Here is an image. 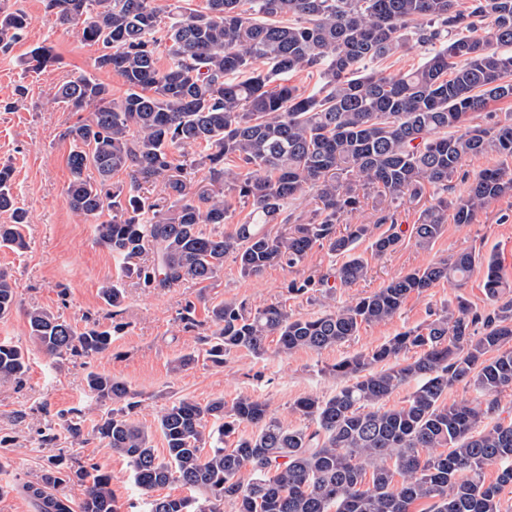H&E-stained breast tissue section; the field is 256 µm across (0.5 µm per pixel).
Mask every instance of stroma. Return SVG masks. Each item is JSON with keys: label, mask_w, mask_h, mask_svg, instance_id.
I'll list each match as a JSON object with an SVG mask.
<instances>
[{"label": "stroma", "mask_w": 512, "mask_h": 512, "mask_svg": "<svg viewBox=\"0 0 512 512\" xmlns=\"http://www.w3.org/2000/svg\"><path fill=\"white\" fill-rule=\"evenodd\" d=\"M0 8L23 9L32 19L26 38L0 52V166H12L13 193L29 216L24 227L27 249L0 248V272L10 276L20 303L19 309L0 319V341L27 349L30 363L23 386L0 382V512H35L16 487L39 475L57 455L97 465L111 474L112 488L124 510L138 499L126 460L94 433L103 409L87 394L89 371L126 381L141 400L135 419L150 429L161 409L173 401L187 398L204 404L221 397L230 403L242 394L268 401L284 425L297 427L304 420L292 411L294 400L325 396L336 389V381L320 375L323 365L423 324L433 311L456 304L458 299H465L473 311L482 314L493 308L484 290L485 269L478 265L463 288L443 282L424 293L410 294L391 320L362 325L357 336L345 344L321 352L300 349L288 356L272 350L261 359L240 351L217 367L205 357V338L211 333L209 304L235 299L255 307L282 305L294 315L308 317L336 309L414 268L461 251L495 256L501 274L512 282L511 193L473 223H447L443 234L426 248L416 245L412 226L422 206L432 203V196L423 197L418 204H402L395 213L402 233L397 250L377 256L369 241H359L355 251L368 262L366 279L337 289L330 298L319 293L295 296L287 291L291 281L341 265V257L324 249L313 250L294 268L273 264L252 277L242 276L233 260H225L223 272L204 291L191 282L157 290L141 287L135 277L123 272L111 252L97 243L93 220L72 212L66 204L70 144L63 133L87 115L54 100L62 83L82 76L108 84L113 99L118 100L126 91L122 79L96 69L97 46L85 43L77 29L61 26L54 14L46 12L43 0H0ZM38 44L52 46L57 61L34 72L24 61ZM113 282L125 292L119 316L125 328L106 354L89 360L57 359L32 344L25 316L29 305H40L81 331L91 318L109 323L101 291ZM189 301L196 305L200 326L185 332L176 317ZM188 352L196 354V362L172 372V360ZM75 408L83 413L84 441L80 444L62 426Z\"/></svg>", "instance_id": "stroma-1"}]
</instances>
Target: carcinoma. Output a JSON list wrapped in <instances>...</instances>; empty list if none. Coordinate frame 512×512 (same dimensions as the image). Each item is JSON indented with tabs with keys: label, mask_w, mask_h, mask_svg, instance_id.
<instances>
[{
	"label": "carcinoma",
	"mask_w": 512,
	"mask_h": 512,
	"mask_svg": "<svg viewBox=\"0 0 512 512\" xmlns=\"http://www.w3.org/2000/svg\"><path fill=\"white\" fill-rule=\"evenodd\" d=\"M204 2L199 9L174 6L166 23L155 0H45L60 25L78 27L83 41L100 46L96 68L127 86L115 102L106 84L80 77L63 83L54 102L91 110L63 134L70 142L66 202L87 218L112 212L110 221L95 225L96 241L142 287L191 281L203 300L205 283L229 257L243 275L255 276L271 264L294 268L316 248L346 257L334 278L349 287L368 274L367 262L354 254L357 242L372 239L377 256L398 248L394 209L402 202H419L429 189L436 195L412 230L426 248L448 217L470 224L512 192V122L471 124L489 102L512 99V0ZM30 25L24 11L0 9V50L21 41ZM161 44L165 66L155 56ZM404 47L425 50L419 67L395 74L373 68ZM55 62L49 46L29 52L34 69ZM303 70L317 76L312 89L286 84L289 74ZM194 148L202 149L199 165L221 190L189 199L174 174V151ZM484 154L499 163L479 172L463 196L446 197L462 160ZM121 171L162 179L167 211L141 195L137 182H113ZM12 176L10 166L0 167V211L13 218L0 224V244L23 251L27 214L16 206ZM308 192L314 217L293 225L288 205ZM371 194L381 205L377 223L389 229L378 236L369 224L337 229ZM228 195L251 210L226 231ZM268 224L287 229L273 233ZM145 253L150 262L137 263ZM479 262L492 313L483 317L460 300L426 325L340 360L325 373L344 385L293 403L308 421L304 427L284 425L250 394L229 408L222 397L204 405L180 399L157 417L166 444L160 457L153 432L131 418L138 393L110 374L89 372L92 400L112 405L95 433L127 460L142 494L139 512H223L227 500L237 512H415L421 502L427 504L422 512H504L500 492L512 484V420L501 417L499 395L512 388V285L495 257L464 251L311 318L278 305L218 302L208 309L214 331L205 354L216 366L239 351L261 359L270 336L278 337L284 355L340 345L361 325L392 319L413 292L442 281L463 286ZM328 283L325 274L309 276L290 282L288 292L307 294ZM102 297L118 315L124 290L113 283ZM15 306V288L0 274V318ZM26 318L30 339L51 358L102 355L120 330L118 323L95 322L79 333L38 305ZM28 369L27 352L0 341V382L19 383ZM410 381L416 388L406 404L387 405ZM456 385L482 400L448 402ZM244 422L254 430L236 434ZM233 434L235 447L228 450L224 438ZM492 466L498 476L488 484L484 474ZM396 473L402 477L397 486ZM74 482L85 486L80 512H120L112 477L95 464L54 463L22 489L36 512H73L64 489ZM172 482L190 494L152 495Z\"/></svg>",
	"instance_id": "carcinoma-1"
}]
</instances>
